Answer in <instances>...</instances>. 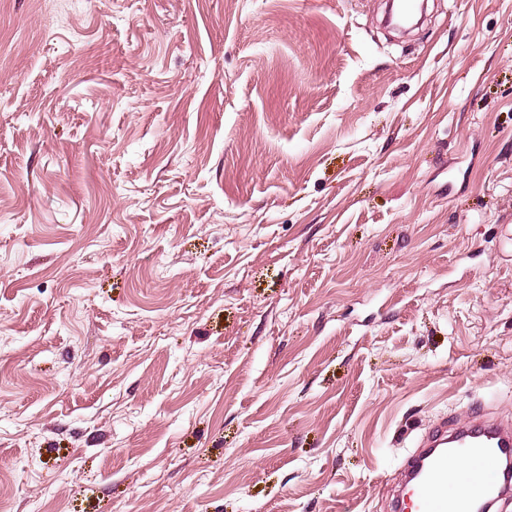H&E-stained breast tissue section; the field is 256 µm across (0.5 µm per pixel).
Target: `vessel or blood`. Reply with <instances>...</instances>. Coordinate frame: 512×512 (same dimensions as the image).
Listing matches in <instances>:
<instances>
[{
    "label": "vessel or blood",
    "instance_id": "b4317fda",
    "mask_svg": "<svg viewBox=\"0 0 512 512\" xmlns=\"http://www.w3.org/2000/svg\"><path fill=\"white\" fill-rule=\"evenodd\" d=\"M512 447V429L476 414L467 423L439 426L405 463V486L393 501V512H480L482 504L504 501L499 459ZM459 461L449 470V461Z\"/></svg>",
    "mask_w": 512,
    "mask_h": 512
}]
</instances>
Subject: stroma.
I'll return each instance as SVG.
<instances>
[{
  "instance_id": "obj_1",
  "label": "stroma",
  "mask_w": 512,
  "mask_h": 512,
  "mask_svg": "<svg viewBox=\"0 0 512 512\" xmlns=\"http://www.w3.org/2000/svg\"><path fill=\"white\" fill-rule=\"evenodd\" d=\"M0 0V512H391L512 421V0Z\"/></svg>"
}]
</instances>
